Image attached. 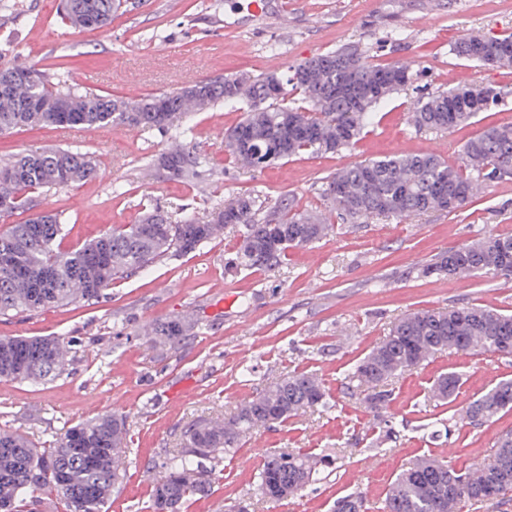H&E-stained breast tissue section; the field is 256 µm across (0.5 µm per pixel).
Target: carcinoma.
<instances>
[{"label":"carcinoma","instance_id":"cac0c4a2","mask_svg":"<svg viewBox=\"0 0 512 512\" xmlns=\"http://www.w3.org/2000/svg\"><path fill=\"white\" fill-rule=\"evenodd\" d=\"M137 0H63L62 21L78 30L103 29L116 13L129 12ZM455 56L479 65L512 66V33L466 35L453 43ZM417 74L399 61L371 62L356 43L314 54L285 70L261 75L235 73L206 78L174 91L128 98L81 91L54 83L35 66L0 69V133L21 127L128 126L162 130L190 112L215 104L241 106L240 120L224 132L230 159L262 170L279 161L334 154L354 144L375 109L406 89ZM501 91L476 83L438 90L418 102L411 121L418 130L445 131L472 123L499 104ZM463 164L451 165L433 154L397 153L348 164L323 182L329 211L346 224L379 218H409L457 212L479 189L512 177V125L483 128L462 149ZM158 166L171 180L198 174L196 156L161 155ZM85 154L48 148L0 159V208L8 217L49 189H65L94 178ZM236 228L239 246L233 263L245 269L278 266L288 249L321 240L328 218L300 209L284 196L262 209L249 195H239L200 222L190 216L174 222L154 209L137 223L116 226L97 239L63 249V216L42 215L14 224L0 234V254L17 260L12 271L0 269V315L92 301L112 282L139 272L168 254H189L216 235L218 226ZM494 271L512 275V237L490 233L442 255L422 269L427 276ZM195 333V324L178 315L160 321L152 344L178 346ZM512 344V313L466 305L402 315L354 366L349 382L374 413L392 399V382L445 351L500 352ZM61 340L55 337H0V379L45 382L63 369ZM461 385L450 372L439 377L435 395L448 400ZM320 406L330 408L324 386L313 373H293L265 386L224 415V422L194 423L184 447L159 464L152 486L155 512H181L187 500L211 494L216 467L238 448L247 433L282 424ZM512 411V379L485 389L463 410L473 425L497 420ZM126 418L108 414L79 422L52 445L0 430V512H37L41 496L59 499L64 512H105L120 472L115 460L128 447ZM322 460L308 453L273 451L258 470L254 493L303 491L319 480ZM512 492V430L502 433L489 462L476 471L456 470L434 455L409 462L390 483L383 512H451L457 499L504 503ZM332 512H365L362 493L336 499Z\"/></svg>","mask_w":512,"mask_h":512}]
</instances>
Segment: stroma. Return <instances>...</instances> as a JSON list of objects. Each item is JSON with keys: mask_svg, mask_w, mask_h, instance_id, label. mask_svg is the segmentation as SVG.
Returning a JSON list of instances; mask_svg holds the SVG:
<instances>
[{"mask_svg": "<svg viewBox=\"0 0 512 512\" xmlns=\"http://www.w3.org/2000/svg\"><path fill=\"white\" fill-rule=\"evenodd\" d=\"M270 3L272 15L257 20L231 11L227 0H142L138 10L116 14L106 29L82 31L62 22V0H12L11 9L0 12L1 66L22 61L46 68L62 61L68 84L130 98L239 71H280L349 42L379 62L392 55L418 60L413 86L378 109L355 145L263 170L225 158L224 130L241 114L221 103L160 131L24 127L0 134L2 159L55 147L91 156L96 178L36 199V213L63 212V247L134 223L147 208L204 221L243 193L264 208L287 195L300 208L320 210L324 177L347 164L425 153L434 143L454 164L466 140L483 127L512 123V69L479 66L450 52L467 32H511L512 0ZM283 7L294 17L285 30L274 16ZM470 81L499 86L503 101L451 131L412 126L409 116L422 95ZM175 147L200 159L199 177L174 181L157 169V158ZM490 233L512 235V178L492 183L450 215L334 222L318 243L289 250L269 271L229 266L239 235L227 228L192 253L162 257L148 270L115 281L99 300L0 316V336H56L67 347L65 370L52 381L0 380V430L49 443L82 420L125 416L129 443L109 512H154L156 473L148 464L182 447L190 425L223 419L275 378L312 372L332 409L247 434L219 463L213 494L187 501L184 512H235L242 502L249 512H330L337 496L356 491L365 495L367 512H380L390 480L410 460L451 447L449 466L474 469L512 428V412L482 426L461 416L486 387L512 377V355L443 353L397 379L395 398L382 414L398 422L399 435L381 447L370 410L345 387L356 362L403 313L471 304L512 311L504 276L421 274L441 254ZM185 310L198 324L185 344L159 347L142 335L143 326ZM449 371L461 374L462 385L444 404L431 387ZM186 376L194 379V389L175 394ZM430 427L448 428L449 434L430 440ZM274 450L327 454L331 464L306 490L270 507L256 501L252 489L265 454Z\"/></svg>", "mask_w": 512, "mask_h": 512, "instance_id": "1", "label": "stroma"}]
</instances>
